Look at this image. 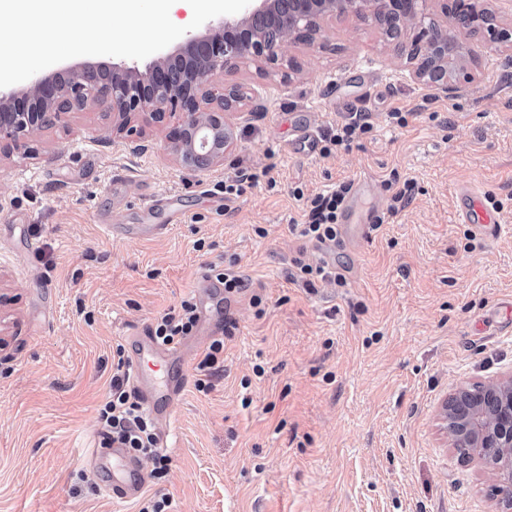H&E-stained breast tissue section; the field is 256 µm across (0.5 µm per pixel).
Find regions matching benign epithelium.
Masks as SVG:
<instances>
[{"label":"benign epithelium","instance_id":"7a95c632","mask_svg":"<svg viewBox=\"0 0 512 512\" xmlns=\"http://www.w3.org/2000/svg\"><path fill=\"white\" fill-rule=\"evenodd\" d=\"M431 2L251 0L187 37L179 53L159 58L146 76L119 64L36 75L24 88L0 94V156L26 148L36 133L92 103L107 105L106 140H122L136 152L146 149L145 126L163 127L181 167L208 172L224 163L232 143L226 116L245 100L239 85L218 88L213 78L247 62L275 65L287 46L322 49L326 24L336 17L377 28L415 81L444 94L472 81L470 63L482 39L512 51V29L501 26L487 0H446L439 15ZM444 419L459 461L479 460L501 512H512V377L458 388Z\"/></svg>","mask_w":512,"mask_h":512}]
</instances>
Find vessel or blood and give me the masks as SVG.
Instances as JSON below:
<instances>
[{
  "instance_id": "obj_1",
  "label": "vessel or blood",
  "mask_w": 512,
  "mask_h": 512,
  "mask_svg": "<svg viewBox=\"0 0 512 512\" xmlns=\"http://www.w3.org/2000/svg\"><path fill=\"white\" fill-rule=\"evenodd\" d=\"M375 194L376 185L370 178L355 180L343 221L354 225L356 241L366 240L375 222L377 211L368 202L369 197ZM455 199L461 223L476 225L484 232L499 224V211L489 194L465 183L457 187ZM126 341L133 353L132 385L146 408H153L156 401L165 398L176 399L181 387L173 382L167 364L168 349L159 346L144 330L128 333ZM110 474L105 491L111 497L129 499L144 486L139 459L130 456L125 449H113Z\"/></svg>"
}]
</instances>
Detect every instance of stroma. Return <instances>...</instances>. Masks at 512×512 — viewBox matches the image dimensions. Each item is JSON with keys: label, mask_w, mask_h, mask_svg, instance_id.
Masks as SVG:
<instances>
[{"label": "stroma", "mask_w": 512, "mask_h": 512, "mask_svg": "<svg viewBox=\"0 0 512 512\" xmlns=\"http://www.w3.org/2000/svg\"><path fill=\"white\" fill-rule=\"evenodd\" d=\"M326 37L314 53L288 48L296 67L224 75L248 105L209 173L178 166L162 129L142 153L104 142L98 106L0 162V512H139L161 496L174 512H495L442 408L462 385L512 374V59L481 48L472 83L446 95L415 83L374 27L342 17ZM356 111L373 129L349 148L293 152L300 127L319 135ZM243 167L257 182L225 199ZM361 176L384 222L329 259L344 285L307 290L296 264L319 256L291 230L306 220L293 191ZM407 181L412 199L392 211ZM463 183L496 196V232L459 223ZM110 224L166 231L117 237ZM227 266L247 286L215 303L234 323L224 371L198 391L210 341L195 337L168 474L112 501L98 412L116 350Z\"/></svg>", "instance_id": "stroma-1"}]
</instances>
